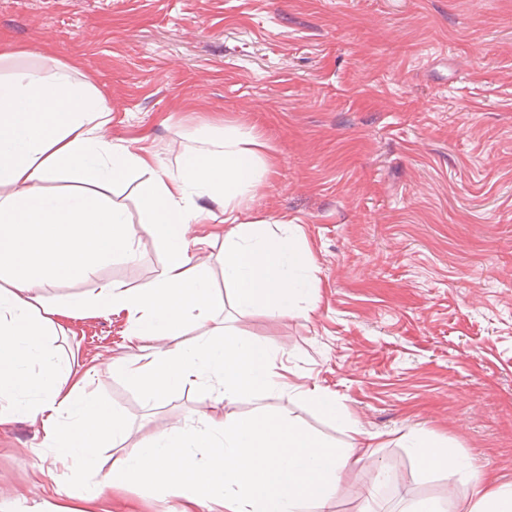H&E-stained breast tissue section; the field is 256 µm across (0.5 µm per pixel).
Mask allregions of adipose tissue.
I'll return each mask as SVG.
<instances>
[{
  "instance_id": "ef3b65f1",
  "label": "adipose tissue",
  "mask_w": 512,
  "mask_h": 512,
  "mask_svg": "<svg viewBox=\"0 0 512 512\" xmlns=\"http://www.w3.org/2000/svg\"><path fill=\"white\" fill-rule=\"evenodd\" d=\"M108 121L101 93L77 81L66 64L50 75L40 69L0 75V187L10 189L0 194V268L10 271L0 280V399L11 404L0 412V424L16 417L41 423L54 461L75 471L73 491L87 501L103 488L143 484L177 495L178 512H301L307 506L328 512L333 494L370 448L364 432L320 389L304 395L340 422L346 444L329 443L262 407L248 415L229 412L243 396L292 382L276 371L266 346L217 321L210 285L192 262L193 252L207 249L213 237L185 236L187 225L208 219L202 199L223 200L224 280L238 312L285 314L311 295L304 274L310 252L296 226L272 238L264 225L241 219L246 192L268 171L254 136L229 132L221 149L183 152L176 171L154 173L142 195L143 227L166 247L168 260L152 287L112 283L60 305L41 296L43 288L134 252L135 230L92 188L132 170L151 171L152 164L101 140L98 132ZM61 172L85 191L47 193L45 182ZM191 309L213 327L189 348L181 338ZM115 313L130 322V346L168 342L118 367L145 397L212 380L219 392L201 426L148 435L107 464L101 441L126 436L125 414L90 396L88 375L48 361L46 344L61 319ZM402 440L426 471L469 474L462 497L419 500L410 512H512V483L475 471L469 458L423 431H409ZM197 448L206 449L205 464L196 462Z\"/></svg>"
}]
</instances>
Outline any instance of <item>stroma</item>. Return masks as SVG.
<instances>
[{
  "label": "stroma",
  "mask_w": 512,
  "mask_h": 512,
  "mask_svg": "<svg viewBox=\"0 0 512 512\" xmlns=\"http://www.w3.org/2000/svg\"><path fill=\"white\" fill-rule=\"evenodd\" d=\"M0 63L62 62L103 95L99 135L157 154L176 171L184 149H210L224 130L250 132L270 172L247 193L242 219L272 235L300 225L317 302L285 316L239 314L224 284V242L194 258L226 326L267 346L293 382L319 386L376 450L330 502L374 512L466 490L462 475L428 473L401 442L409 429L469 455L512 483V0H0ZM150 173L105 187L136 228L134 254L93 276L43 289L49 303L118 282L148 288L167 259L142 231ZM55 359L92 372L89 391L129 433L104 457L165 428L197 425L217 393L188 384L151 400L112 360L132 356L125 317L69 322ZM332 441L336 421L282 390L256 405ZM40 425L0 426V497L14 512H86L70 472L54 467ZM175 496L140 484L111 512H174Z\"/></svg>",
  "instance_id": "obj_1"
}]
</instances>
